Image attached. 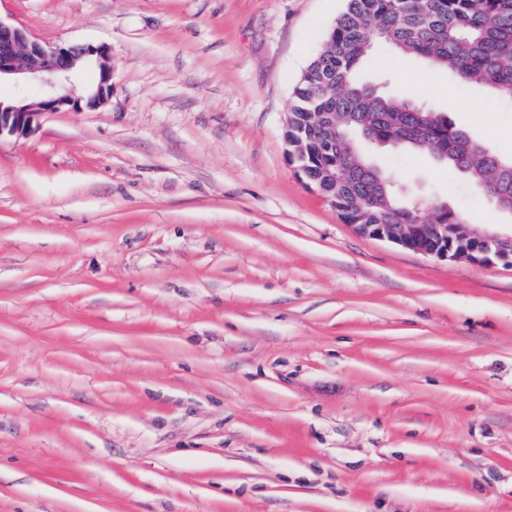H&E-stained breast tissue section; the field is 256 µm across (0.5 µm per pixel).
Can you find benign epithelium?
I'll return each instance as SVG.
<instances>
[{
    "mask_svg": "<svg viewBox=\"0 0 512 512\" xmlns=\"http://www.w3.org/2000/svg\"><path fill=\"white\" fill-rule=\"evenodd\" d=\"M87 62L98 71L97 82L88 86L77 83V67ZM112 64L105 46L75 47L65 44L45 45L27 30L0 20V80L9 79L19 87L12 98H0V136H26L34 129L37 117L68 106L79 109L97 107L112 96ZM36 85L43 98L28 102L25 89ZM317 190L336 203V172L324 169ZM362 236L387 241L417 254L437 259L465 258L492 265H512V233L476 234L466 224L448 223V210H435L432 219L416 224H355ZM479 239V248L469 245Z\"/></svg>",
    "mask_w": 512,
    "mask_h": 512,
    "instance_id": "1",
    "label": "benign epithelium"
}]
</instances>
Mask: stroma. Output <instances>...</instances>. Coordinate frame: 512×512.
Returning <instances> with one entry per match:
<instances>
[{
    "label": "stroma",
    "instance_id": "1",
    "mask_svg": "<svg viewBox=\"0 0 512 512\" xmlns=\"http://www.w3.org/2000/svg\"><path fill=\"white\" fill-rule=\"evenodd\" d=\"M345 0H0L112 95L0 138V512H512V267L361 236L288 156ZM512 157V103L359 72ZM475 232L512 215L372 150Z\"/></svg>",
    "mask_w": 512,
    "mask_h": 512
}]
</instances>
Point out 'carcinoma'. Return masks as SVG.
<instances>
[{"label": "carcinoma", "mask_w": 512, "mask_h": 512, "mask_svg": "<svg viewBox=\"0 0 512 512\" xmlns=\"http://www.w3.org/2000/svg\"><path fill=\"white\" fill-rule=\"evenodd\" d=\"M380 42L512 100V0H346L322 50L301 73L288 113V146L306 157L304 176L336 167V209L347 224H413L396 182L362 153L360 125L394 149L431 154L470 187L512 202V158L491 153L438 111L360 83L369 45ZM336 113L320 126L316 113Z\"/></svg>", "instance_id": "1"}]
</instances>
